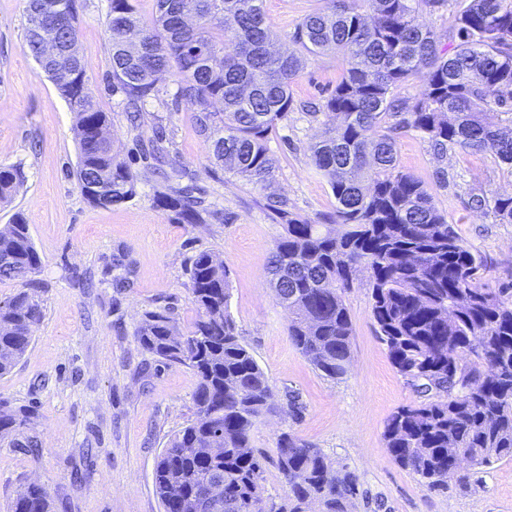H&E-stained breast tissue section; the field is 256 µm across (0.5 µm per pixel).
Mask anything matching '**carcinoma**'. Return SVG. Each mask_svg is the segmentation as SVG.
<instances>
[{"mask_svg": "<svg viewBox=\"0 0 512 512\" xmlns=\"http://www.w3.org/2000/svg\"><path fill=\"white\" fill-rule=\"evenodd\" d=\"M448 39L440 46L417 10L448 0H326L292 34L296 51L271 50L275 34L263 0H157L145 25L133 0H109L106 34L113 89L131 121L150 101L166 104L159 76H177L172 103L187 105L204 137L209 159L262 186L274 159L268 134L295 108L292 80L310 55L334 53L345 72L321 105L327 131L310 145V159L336 199L328 224L288 211L268 198L284 233L270 252V288L290 316L288 333L325 376H343L351 362L352 322L342 292L356 273L368 272L371 315L393 367L419 396L388 420L384 440L394 460L430 489L448 488L457 463L490 466L512 460V288L480 285L487 265L448 224L423 182L397 163V134L412 129L439 153L487 152L512 166V136L501 133L495 112H512V0H455ZM26 45L39 57L43 42L68 48L78 37L76 0H26ZM186 14L196 16L190 27ZM141 33L128 39L130 29ZM66 83L55 86L75 114L82 196L109 207L137 192V178L112 149L110 113L89 87L77 60ZM416 80L412 98L398 96ZM159 131L144 151L170 165ZM24 181L17 164H0V203ZM154 201L188 224L208 210L189 189L157 192ZM495 217L512 224V195L493 201ZM341 229H336V226ZM42 265L19 214L0 228V281L22 286L0 301V376L9 373L32 341L41 306L30 293ZM197 311L193 330L181 331L169 313L144 314L136 336L165 362L191 367L198 385L193 419L158 457L154 491L164 512H213L207 492L224 483L223 512H349L357 475L336 468L321 449L284 431L277 465L288 502L267 506L263 468L251 447L256 420L275 409L268 377L243 344L228 311L229 276L209 252L187 269ZM30 416L0 404V441L39 447L24 433ZM10 512H51L46 489L28 484Z\"/></svg>", "mask_w": 512, "mask_h": 512, "instance_id": "1", "label": "carcinoma"}]
</instances>
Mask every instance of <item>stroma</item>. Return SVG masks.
<instances>
[{"instance_id":"obj_1","label":"stroma","mask_w":512,"mask_h":512,"mask_svg":"<svg viewBox=\"0 0 512 512\" xmlns=\"http://www.w3.org/2000/svg\"><path fill=\"white\" fill-rule=\"evenodd\" d=\"M324 5L263 0L276 50H293L297 24ZM108 6L109 0H78L77 47L96 100L112 115L113 151L136 175L137 193L98 207L84 199L73 175L74 115L25 44V0H0V162L22 164L25 172L11 203L0 204V226L22 215L42 260L41 318L25 356L0 377V400L28 410V431L39 445L0 442V512L34 480L47 489L53 512H164L154 464L192 419L198 378L187 365L144 351L134 331L152 310L171 311L182 330L191 328L196 310L186 270L202 251L229 273L230 312L279 407L251 432L266 497L288 499L275 454L278 435L288 431L355 472L359 493L351 512H512V461L463 467L447 490L434 491L386 448L389 418L418 395L375 332L366 272L343 294L353 328L346 375L325 377L291 341L288 313L269 286L268 256L283 226L266 198H286L292 214L314 224L334 214L336 200L307 151L324 132V116L296 110L277 123L268 138L276 168L262 189L208 160L186 105L161 109V124L146 114L132 126L109 84ZM342 72L338 55L308 57L293 80L294 98L324 101ZM159 130L178 166L170 181L140 149ZM397 147L400 169L425 183L464 245L485 261L483 285L512 283V224L467 205L473 194H512V171L484 152L436 153L411 130L399 133ZM169 182L196 189L211 210L205 223L177 222L157 206L154 193ZM292 395L302 405L296 418L288 408Z\"/></svg>"}]
</instances>
